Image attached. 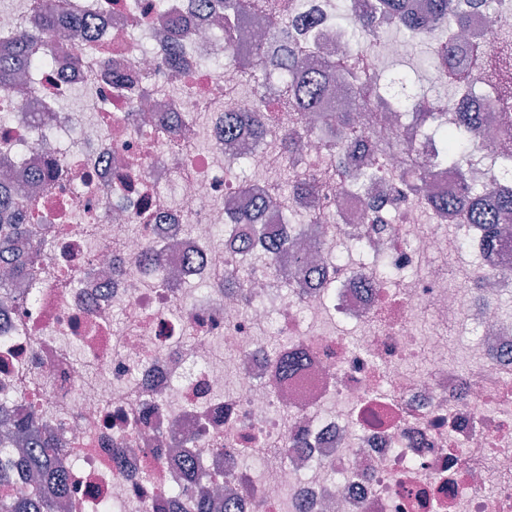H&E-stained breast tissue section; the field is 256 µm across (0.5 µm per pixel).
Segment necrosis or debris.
Instances as JSON below:
<instances>
[{
  "instance_id": "obj_1",
  "label": "necrosis or debris",
  "mask_w": 512,
  "mask_h": 512,
  "mask_svg": "<svg viewBox=\"0 0 512 512\" xmlns=\"http://www.w3.org/2000/svg\"><path fill=\"white\" fill-rule=\"evenodd\" d=\"M280 2L284 25L313 19L315 35L360 52L367 34L336 0ZM62 5L83 27L0 93V174L45 249L34 276L0 270V402L40 409L45 437L63 442V512H171L180 477L162 454L186 440L218 476L206 491L241 512H512V318L500 313L512 279L499 276L512 246L484 247L478 226L453 215L426 222L403 196L420 140L404 98L383 88L377 112L357 113L342 139L347 155L366 152L384 117L399 151L383 178L341 187L335 151L299 138L305 167L328 179L319 194L286 196L290 214L317 219L289 240L327 276L300 286L288 270L246 265L232 221L258 208L276 163L225 136L224 114L255 111V78L284 89L269 65L275 30L242 44L237 66L224 60L223 21L199 0ZM177 22L189 34L172 73L159 61ZM464 28L472 43L512 30V0H492ZM421 46L386 43L370 74L386 80L397 55L416 71ZM476 116L465 163L427 166L429 195L503 177L495 153L512 147V108L480 99ZM153 248L152 269L141 254ZM459 257L467 264L450 277ZM242 268L241 287H225V271ZM452 327L471 337L467 367ZM287 353L301 366L283 379L275 361Z\"/></svg>"
}]
</instances>
